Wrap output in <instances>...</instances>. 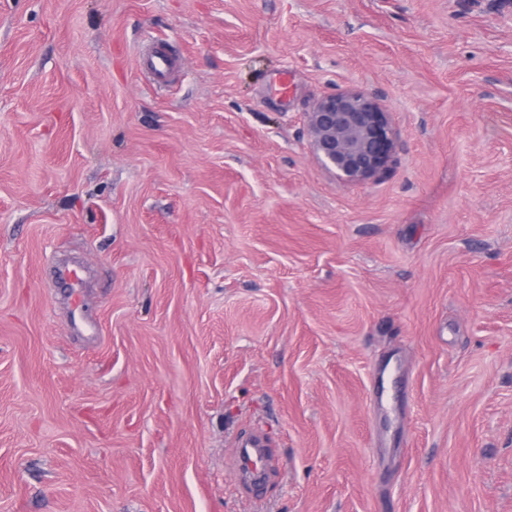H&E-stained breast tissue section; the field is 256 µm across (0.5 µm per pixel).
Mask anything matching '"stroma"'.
I'll use <instances>...</instances> for the list:
<instances>
[{
    "label": "stroma",
    "mask_w": 512,
    "mask_h": 512,
    "mask_svg": "<svg viewBox=\"0 0 512 512\" xmlns=\"http://www.w3.org/2000/svg\"><path fill=\"white\" fill-rule=\"evenodd\" d=\"M0 512H512V0H0ZM161 45H156L143 62L144 68L151 73L153 80L158 84L167 82L173 71V61ZM305 118L316 159L336 178L374 182L394 164L397 135L378 94L363 88L327 94L313 103Z\"/></svg>",
    "instance_id": "1"
}]
</instances>
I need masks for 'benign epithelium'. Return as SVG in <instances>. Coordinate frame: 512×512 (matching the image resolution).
<instances>
[{
  "mask_svg": "<svg viewBox=\"0 0 512 512\" xmlns=\"http://www.w3.org/2000/svg\"><path fill=\"white\" fill-rule=\"evenodd\" d=\"M306 127L318 162L336 178L374 182L394 164L397 135L380 96L348 88L318 98L306 113Z\"/></svg>",
  "mask_w": 512,
  "mask_h": 512,
  "instance_id": "7a95c632",
  "label": "benign epithelium"
}]
</instances>
